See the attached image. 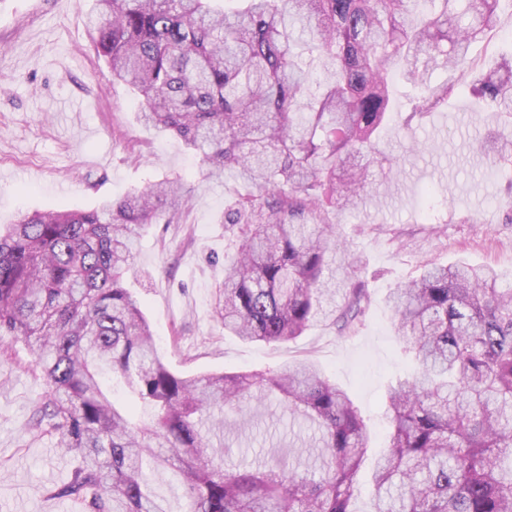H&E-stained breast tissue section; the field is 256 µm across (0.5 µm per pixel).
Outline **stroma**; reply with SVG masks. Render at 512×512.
Instances as JSON below:
<instances>
[{"label":"stroma","instance_id":"obj_1","mask_svg":"<svg viewBox=\"0 0 512 512\" xmlns=\"http://www.w3.org/2000/svg\"><path fill=\"white\" fill-rule=\"evenodd\" d=\"M95 0H0V224L37 211L90 210L100 198L170 178L189 196L181 218L155 224L141 239L126 282L142 303L156 345L173 371H278L316 363L346 390L370 436L354 512H371L369 480L387 444L388 387L417 364L395 334L386 299L417 276L423 264L458 260L495 268L512 288V164L476 152L503 120L480 111L469 93L405 127L416 91L395 84V111L384 150L399 176L374 171L375 202L340 217L351 253L364 262L371 305L356 334L319 324L281 345L230 336L215 311L224 264L237 231L224 213L248 190L236 172L223 181L202 176L182 140L144 127L128 88L114 82L90 41ZM45 394L22 341L0 338V512H79L61 495L77 460L50 434L31 425ZM248 422L224 434V463L261 469L270 449H292L319 472L312 433L273 398L245 400Z\"/></svg>","mask_w":512,"mask_h":512}]
</instances>
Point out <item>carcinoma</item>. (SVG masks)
Listing matches in <instances>:
<instances>
[{"instance_id": "1", "label": "carcinoma", "mask_w": 512, "mask_h": 512, "mask_svg": "<svg viewBox=\"0 0 512 512\" xmlns=\"http://www.w3.org/2000/svg\"><path fill=\"white\" fill-rule=\"evenodd\" d=\"M88 34L138 119L200 157L207 179L235 171L250 191L215 308L224 331L283 344L317 322L345 331L370 298L330 214L367 199L393 78L419 89L405 121L469 86L512 119V54L483 71L470 57L504 0H96ZM474 15L459 25L458 8ZM326 79L309 91L308 68ZM438 69L459 72L433 85ZM493 160L512 163V131ZM188 202L161 180L91 210L36 212L0 227V336L25 342L45 385L37 424L80 460L62 494L91 512H352L369 448L358 407L312 363L279 372L181 376L158 353L126 287L133 246ZM466 263L432 266L388 296L416 372L387 396L390 441L373 469L372 512H512V289ZM273 396L318 431L314 478L271 451L267 470L226 468L204 432L243 399ZM172 469L176 511L147 469Z\"/></svg>"}]
</instances>
